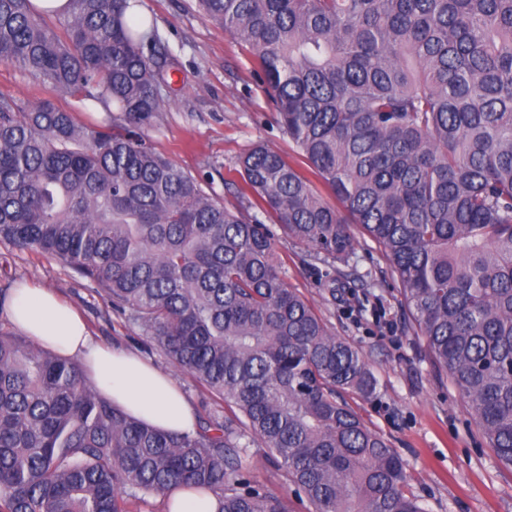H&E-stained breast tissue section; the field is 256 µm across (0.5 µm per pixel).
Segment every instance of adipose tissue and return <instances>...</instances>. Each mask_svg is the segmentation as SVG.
<instances>
[{"label":"adipose tissue","instance_id":"1","mask_svg":"<svg viewBox=\"0 0 512 512\" xmlns=\"http://www.w3.org/2000/svg\"><path fill=\"white\" fill-rule=\"evenodd\" d=\"M6 308L12 323L38 346L81 360L115 405L165 432L192 430L193 408L176 382L135 354L95 344L80 315L55 292L24 283Z\"/></svg>","mask_w":512,"mask_h":512}]
</instances>
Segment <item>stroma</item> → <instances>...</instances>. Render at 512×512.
Returning a JSON list of instances; mask_svg holds the SVG:
<instances>
[{
    "mask_svg": "<svg viewBox=\"0 0 512 512\" xmlns=\"http://www.w3.org/2000/svg\"><path fill=\"white\" fill-rule=\"evenodd\" d=\"M139 12L153 21L162 46L177 62L171 76L177 95L149 131L154 146L225 206L256 215V208L236 192L241 183L237 158L262 143L297 170L305 164L251 77L247 48L204 18L197 0H141ZM1 95L52 100L83 123L97 118L76 98L13 67L0 66ZM351 233L356 250L342 269L344 286L337 290L322 280L324 266L310 260L307 246L281 232L274 244L289 286L301 292L331 332L362 351L377 379L371 397L351 392L347 402L400 455L407 490L426 512H512V468L500 463L469 409L432 363L423 338L408 321L379 246L360 225H352ZM24 282L56 290L84 317L96 342L135 352L169 374L197 416L216 408L215 399L85 279L54 259L0 241V289ZM242 462L258 481L285 497L289 512H313L284 484L260 442L250 443Z\"/></svg>",
    "mask_w": 512,
    "mask_h": 512,
    "instance_id": "stroma-1",
    "label": "stroma"
}]
</instances>
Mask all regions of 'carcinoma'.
<instances>
[{
    "mask_svg": "<svg viewBox=\"0 0 512 512\" xmlns=\"http://www.w3.org/2000/svg\"><path fill=\"white\" fill-rule=\"evenodd\" d=\"M140 0H67L50 25L0 0V66L90 101L0 97V240L85 278L218 400L162 432L83 367L0 327V512H128L210 490L218 512H288L241 454L261 441L315 512H425L398 454L343 394L375 393L362 352L282 276L271 229L153 147L173 59ZM246 45L311 171L256 145L243 197L310 257L379 244L417 334L512 466V0H199Z\"/></svg>",
    "mask_w": 512,
    "mask_h": 512,
    "instance_id": "carcinoma-1",
    "label": "carcinoma"
}]
</instances>
